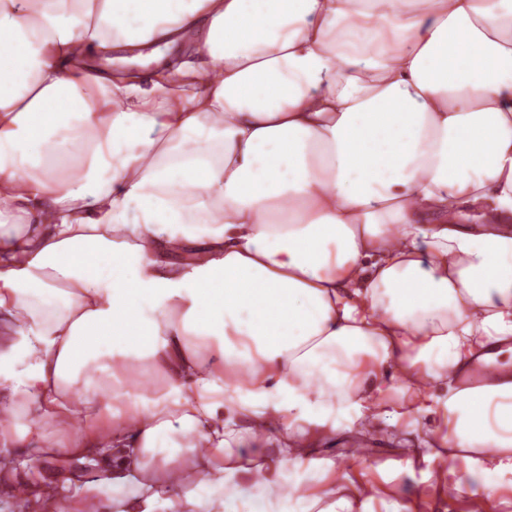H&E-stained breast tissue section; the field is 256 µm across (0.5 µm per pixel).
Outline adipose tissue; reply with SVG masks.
Here are the masks:
<instances>
[{
	"mask_svg": "<svg viewBox=\"0 0 512 512\" xmlns=\"http://www.w3.org/2000/svg\"><path fill=\"white\" fill-rule=\"evenodd\" d=\"M144 48L150 83L98 65ZM510 355L512 0H0V463L110 459L113 512H357L360 456L268 490L397 392L469 495L512 476Z\"/></svg>",
	"mask_w": 512,
	"mask_h": 512,
	"instance_id": "obj_1",
	"label": "adipose tissue"
}]
</instances>
